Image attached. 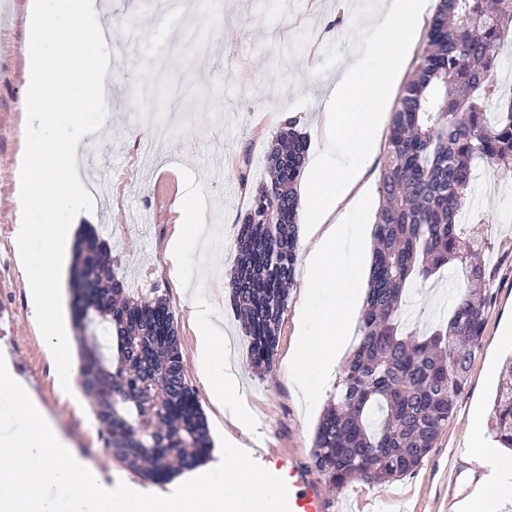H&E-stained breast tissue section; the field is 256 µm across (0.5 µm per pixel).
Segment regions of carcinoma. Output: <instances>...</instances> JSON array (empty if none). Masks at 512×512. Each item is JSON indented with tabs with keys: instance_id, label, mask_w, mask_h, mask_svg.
I'll return each mask as SVG.
<instances>
[{
	"instance_id": "obj_1",
	"label": "carcinoma",
	"mask_w": 512,
	"mask_h": 512,
	"mask_svg": "<svg viewBox=\"0 0 512 512\" xmlns=\"http://www.w3.org/2000/svg\"><path fill=\"white\" fill-rule=\"evenodd\" d=\"M512 42V0H437L427 40L393 112L369 285L356 345L317 425L312 462L329 484L380 485L422 465L448 425L484 331L488 242L463 233L477 162L512 168V95L497 90L498 53ZM495 105L489 117L486 104ZM309 144L288 120L267 154L270 180L249 185L236 237L231 304L249 364L272 371L295 282L297 184ZM462 275L448 320L420 336L401 315L413 276ZM71 307L81 384L106 447L153 483L203 464L213 448L184 373L175 314L162 296L133 294L88 226L75 244ZM495 441L512 448V357L502 366Z\"/></svg>"
}]
</instances>
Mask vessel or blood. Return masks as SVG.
I'll list each match as a JSON object with an SVG mask.
<instances>
[{
  "label": "vessel or blood",
  "instance_id": "1",
  "mask_svg": "<svg viewBox=\"0 0 512 512\" xmlns=\"http://www.w3.org/2000/svg\"><path fill=\"white\" fill-rule=\"evenodd\" d=\"M298 448H262L258 456L265 469L284 479L288 487L290 512H331L332 503L321 483L302 466ZM476 471L467 469L455 458L448 461V502L463 500L468 483L476 481Z\"/></svg>",
  "mask_w": 512,
  "mask_h": 512
}]
</instances>
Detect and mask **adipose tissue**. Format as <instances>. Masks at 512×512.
<instances>
[{"instance_id": "adipose-tissue-1", "label": "adipose tissue", "mask_w": 512, "mask_h": 512, "mask_svg": "<svg viewBox=\"0 0 512 512\" xmlns=\"http://www.w3.org/2000/svg\"><path fill=\"white\" fill-rule=\"evenodd\" d=\"M429 6L430 0H381L368 22V55L351 61L328 92L331 108L322 116V148L314 159L303 202L304 221L316 236L304 267L303 316L309 330L288 357L292 384L310 400L320 395L319 379L333 372L337 365L348 340L347 320L364 286L360 264L343 265L336 259L340 227L366 221L361 207L346 208L342 202L371 160L402 59ZM59 10L77 23L96 12L97 0H34L29 14L31 30L42 29L46 18ZM27 74L29 92L25 108L52 109L57 98L69 97L72 91L71 84L60 74L57 57L32 58ZM62 152L67 165L61 170L40 146L25 145L22 209H49L51 221L16 225L14 243L19 270L28 286L33 319L58 367L60 390L67 394L75 388L81 373L72 338L61 317V282L70 247L86 216L89 192L80 166L82 140L65 144ZM196 192V185L186 186L177 202L179 226L166 251L169 275L179 282L186 276L189 254L204 251L208 245V228L195 220L189 209ZM36 237L41 238L49 259L34 271L28 263V246ZM188 310L191 319L200 326L196 338L199 380L215 407H227L238 401L239 388L233 364L222 357L224 324L212 301L201 292L189 294ZM469 439L473 457L480 462L493 458L497 475L476 487L464 504L465 512H497L500 501L512 494V484L507 481L512 475V455L485 445L478 422H471Z\"/></svg>"}]
</instances>
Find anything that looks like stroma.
Wrapping results in <instances>:
<instances>
[{"mask_svg":"<svg viewBox=\"0 0 512 512\" xmlns=\"http://www.w3.org/2000/svg\"><path fill=\"white\" fill-rule=\"evenodd\" d=\"M29 0H0V348L11 353L18 374L38 395L64 434L103 475L137 484L144 477L105 448L90 400L78 395L61 401L56 368L45 355L27 302V290L13 247L19 219L48 223L43 213L21 215L17 204V158L27 141H42L54 162L60 148L77 137L81 122L68 101L43 115L23 106L26 69L31 55L53 56L62 45L54 31L32 41L27 27ZM177 20H170L161 0H111L113 15L133 18L141 33L135 46L96 41L102 17L71 25L54 17L77 44L69 62L74 89L85 75L108 63L119 78L111 88L112 109L95 116L101 130L85 171H110L111 186L95 196L92 223L107 240L119 277L130 289H158L173 309L185 358V374L207 417L212 438L233 431L231 420L212 407L194 362L197 326L186 295L168 275L167 243L179 215L171 181H195L203 223L214 226L207 249L195 256L204 268L200 280L224 322V342L238 368L241 400L264 445L312 448L323 412L310 407L288 379V353L299 341L303 324L299 306L302 281H295L282 321L275 364L260 377L248 366L249 343L230 303L228 281L235 264V240L250 197L240 174L251 182L266 179L265 156L286 114H296L311 149H318V124L327 107V90L346 62L361 53L368 17L379 0H185ZM481 193L468 200L489 221L471 225L490 238L486 268L490 297L485 329L472 361L469 383L458 397L453 416L424 463L397 480L372 486L358 481L327 488L334 512H434L448 497L442 475L449 456L468 460L466 428L472 419L489 425L497 380L489 366H502L512 347L497 340L501 326L512 323V176L481 164ZM406 298L418 329L426 330L448 311V276L413 279Z\"/></svg>","mask_w":512,"mask_h":512,"instance_id":"obj_1","label":"stroma"}]
</instances>
